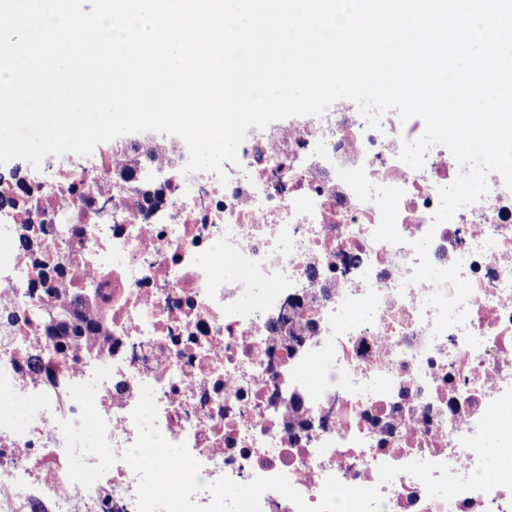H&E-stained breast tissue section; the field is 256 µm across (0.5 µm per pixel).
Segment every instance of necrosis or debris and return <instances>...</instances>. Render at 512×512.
Returning <instances> with one entry per match:
<instances>
[{
	"mask_svg": "<svg viewBox=\"0 0 512 512\" xmlns=\"http://www.w3.org/2000/svg\"><path fill=\"white\" fill-rule=\"evenodd\" d=\"M425 129L394 111L368 128L342 99L249 129L217 172L166 156L116 180L117 143L35 175L0 165V398L25 401L0 410V512H139V478L120 456L137 439L145 385L160 433L187 446L203 481L283 474L316 506L332 476L379 485L382 512H512L505 487L445 501L403 470L472 473L461 440L512 389V189L489 173L484 196L434 223L459 166L441 145L421 168L401 160ZM428 233L430 261L459 265L472 287L464 324L439 333L433 287L413 278V244ZM58 252L63 297L37 283L39 260ZM65 299L96 314L101 351L48 341L40 311ZM289 299L313 328L296 354L270 322ZM314 364L316 379L295 384ZM99 367L110 374L96 407L119 459L86 488L68 478L59 423L78 418L69 388ZM383 463L402 469L384 485Z\"/></svg>",
	"mask_w": 512,
	"mask_h": 512,
	"instance_id": "4bbe7bcc",
	"label": "necrosis or debris"
}]
</instances>
